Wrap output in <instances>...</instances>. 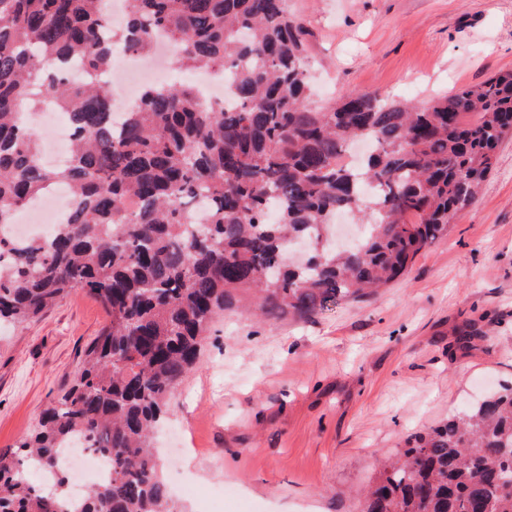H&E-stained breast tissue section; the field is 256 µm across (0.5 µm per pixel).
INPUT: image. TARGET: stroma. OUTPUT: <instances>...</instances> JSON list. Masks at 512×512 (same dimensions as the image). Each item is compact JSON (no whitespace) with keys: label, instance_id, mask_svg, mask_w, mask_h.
I'll return each mask as SVG.
<instances>
[{"label":"stroma","instance_id":"stroma-1","mask_svg":"<svg viewBox=\"0 0 512 512\" xmlns=\"http://www.w3.org/2000/svg\"><path fill=\"white\" fill-rule=\"evenodd\" d=\"M316 100L374 89L419 103L512 70V0H289ZM78 289L0 327V449L39 425L107 325ZM512 383V135L476 200L376 295L270 327L218 316L168 404L158 458L174 500L204 512H357L376 460L411 432ZM198 486L187 496L183 483Z\"/></svg>","mask_w":512,"mask_h":512}]
</instances>
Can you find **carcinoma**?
<instances>
[{
    "label": "carcinoma",
    "instance_id": "cac0c4a2",
    "mask_svg": "<svg viewBox=\"0 0 512 512\" xmlns=\"http://www.w3.org/2000/svg\"><path fill=\"white\" fill-rule=\"evenodd\" d=\"M106 8L0 0V225L56 184L74 196L48 239L0 238V323H27L76 289L109 316L76 382L0 452V512H73L61 451L74 438L111 469L80 512H182L153 437L214 319L243 305L270 324L307 320L398 280L473 202L512 132V71L425 105L371 90L311 101L288 0H127L117 33ZM158 30L174 67L233 73V108L174 83L115 116L102 79L113 50L146 56ZM69 56L85 63L81 84L54 67ZM48 98L72 127L62 168L41 165L26 120ZM358 139L375 152L349 162ZM341 213L368 228L346 250L330 243ZM360 512H512V386L410 435Z\"/></svg>",
    "mask_w": 512,
    "mask_h": 512
}]
</instances>
